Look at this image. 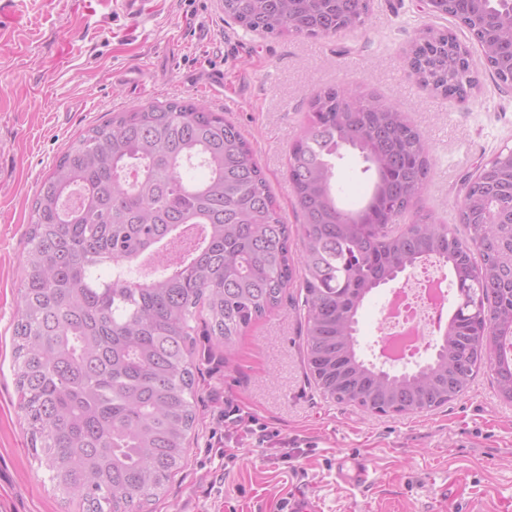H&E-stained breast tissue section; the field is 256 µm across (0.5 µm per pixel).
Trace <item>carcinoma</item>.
Here are the masks:
<instances>
[{"label":"carcinoma","mask_w":512,"mask_h":512,"mask_svg":"<svg viewBox=\"0 0 512 512\" xmlns=\"http://www.w3.org/2000/svg\"><path fill=\"white\" fill-rule=\"evenodd\" d=\"M358 0H224V14L271 36L336 34L364 22ZM496 17L493 37L479 26ZM458 21L496 83L512 79V0H472ZM414 74L459 102L478 70L452 34L427 29ZM372 172L345 208L332 185L342 150ZM433 151L399 107L346 85L314 93L288 173L302 251L238 128L196 101L117 112L74 141L31 210L14 328L28 440L57 489L85 512H133L181 467L197 421L198 327L224 351L299 282L305 362L325 397L370 414H414L463 395L482 367L500 395L512 335V152L467 179L457 201L466 239L416 210ZM202 167V181L183 177ZM407 212L409 224L399 223ZM434 257L457 284L440 352L399 376L357 351L358 313L377 288ZM481 346L485 361L475 358Z\"/></svg>","instance_id":"1"}]
</instances>
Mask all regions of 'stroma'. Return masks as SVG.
I'll return each instance as SVG.
<instances>
[{
	"label": "stroma",
	"instance_id": "35a3bbf8",
	"mask_svg": "<svg viewBox=\"0 0 512 512\" xmlns=\"http://www.w3.org/2000/svg\"><path fill=\"white\" fill-rule=\"evenodd\" d=\"M19 24L0 30V512H83L54 490L26 436L14 362V325L35 195L70 142L134 106L193 100L223 113L250 142L299 247V209L288 178L292 144L318 89L359 85L396 103L430 142L434 164L418 206L459 227L462 181L512 148V93L488 71L467 104L433 94L405 54L419 30H466L432 15L425 0H371L362 26L310 38L254 33L225 17L223 0H148V22L115 0H27ZM224 89L205 88L208 72ZM357 150L336 162L345 206L372 176ZM365 301L357 339L373 359L392 288ZM303 310L284 303L255 322L232 354L196 336L198 422L183 466L141 512H285L297 482L324 512H512V402L489 368L433 411L368 415L325 398L304 363ZM239 409L241 421L225 420ZM360 454L376 481L361 490L336 476Z\"/></svg>",
	"mask_w": 512,
	"mask_h": 512
}]
</instances>
